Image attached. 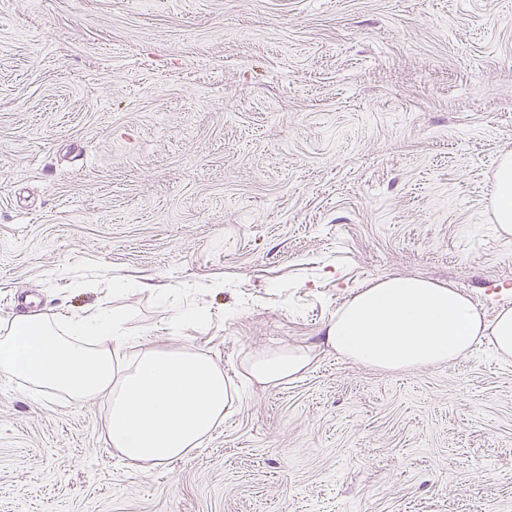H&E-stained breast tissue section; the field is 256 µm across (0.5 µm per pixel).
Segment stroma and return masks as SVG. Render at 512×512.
Masks as SVG:
<instances>
[{
    "mask_svg": "<svg viewBox=\"0 0 512 512\" xmlns=\"http://www.w3.org/2000/svg\"><path fill=\"white\" fill-rule=\"evenodd\" d=\"M509 149L512 0H0V326L110 310L239 387L141 469L105 400L0 376V512H512V358L390 373L322 341L394 275L495 320ZM286 345L303 376L247 381ZM491 203L496 224L512 233V152L499 157L492 183Z\"/></svg>",
    "mask_w": 512,
    "mask_h": 512,
    "instance_id": "stroma-1",
    "label": "stroma"
}]
</instances>
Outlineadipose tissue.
<instances>
[{
  "instance_id": "obj_1",
  "label": "adipose tissue",
  "mask_w": 512,
  "mask_h": 512,
  "mask_svg": "<svg viewBox=\"0 0 512 512\" xmlns=\"http://www.w3.org/2000/svg\"><path fill=\"white\" fill-rule=\"evenodd\" d=\"M491 203L496 224L512 233V152L498 160ZM119 316L102 312L60 324L55 316L15 318L0 335V374L76 400L110 402L108 440L136 467H157L187 456L231 410L237 388L209 358L188 349L142 351L133 368L114 364L126 339ZM339 356L383 371L451 362L488 341L512 357V306L485 322L459 291L432 280L389 276L346 301L326 326ZM310 352L285 346L258 355L250 379L278 384L305 372Z\"/></svg>"
}]
</instances>
